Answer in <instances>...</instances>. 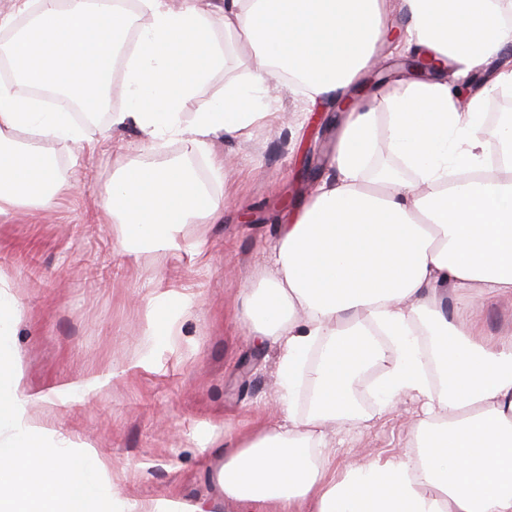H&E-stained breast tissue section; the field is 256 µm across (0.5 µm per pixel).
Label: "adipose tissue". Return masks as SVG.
<instances>
[{
	"instance_id": "ef3b65f1",
	"label": "adipose tissue",
	"mask_w": 512,
	"mask_h": 512,
	"mask_svg": "<svg viewBox=\"0 0 512 512\" xmlns=\"http://www.w3.org/2000/svg\"><path fill=\"white\" fill-rule=\"evenodd\" d=\"M16 12L30 22L1 49L13 72L0 79L1 215L47 206L61 189L54 159L10 134L85 142L66 101L92 114L120 85L124 107L112 124L206 155L213 136L243 139L275 117L270 84L314 108L344 97L395 31L434 63V77L410 79L384 98V112L359 103L344 113L335 175L317 179L243 294L241 323L281 350L282 400L305 380L314 410L247 437L225 434L216 480L225 512H512V328L460 326L438 295L512 299V126L497 133L508 146L500 171L487 165L496 142L483 136L490 92L512 91V0H398L394 16L388 0H140L136 15L121 0H16ZM217 18L224 41L247 42L251 66L186 121V104L224 66ZM494 60L487 83L460 102L447 68L465 76ZM382 145L414 180L391 169L368 179ZM105 208L124 246L165 251L180 249L187 225L222 216L177 159L121 167ZM16 315L0 289V512H210L120 500L97 451L77 453L29 417L12 367ZM316 346L320 358L308 364ZM380 361L382 402L411 397L426 408L412 450L333 473L312 450L326 422L354 413L353 380Z\"/></svg>"
}]
</instances>
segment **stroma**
<instances>
[{
	"label": "stroma",
	"instance_id": "35a3bbf8",
	"mask_svg": "<svg viewBox=\"0 0 512 512\" xmlns=\"http://www.w3.org/2000/svg\"><path fill=\"white\" fill-rule=\"evenodd\" d=\"M250 54L244 43L227 48L223 68L188 111L242 79ZM377 56L361 79L367 101L400 87L409 53L389 42ZM275 98L279 118L247 139L214 137L207 158L183 140L154 145L106 118L87 124L92 146L43 141L66 186L50 206L0 215V272L17 302L12 354L29 414L73 444L94 446L108 460L109 485L119 496L202 501L224 512L213 475L225 432L247 436L284 418L279 353L258 346L235 311L264 269L266 242L291 223L315 180L329 174L337 123L312 131L301 95L284 90ZM172 157L185 158L224 216L188 225L182 251L128 250L104 209V190L126 164L149 167ZM214 160L223 166L218 179ZM165 294L190 296L192 304L177 335L157 344L147 334L148 312ZM384 369L380 362L366 371L354 415L327 427L326 445L315 455L329 468L409 452L421 407L409 398L382 407L375 385ZM71 384V401L45 402Z\"/></svg>",
	"mask_w": 512,
	"mask_h": 512
}]
</instances>
